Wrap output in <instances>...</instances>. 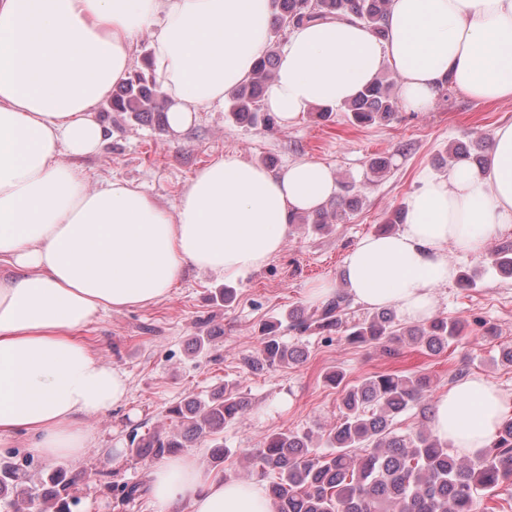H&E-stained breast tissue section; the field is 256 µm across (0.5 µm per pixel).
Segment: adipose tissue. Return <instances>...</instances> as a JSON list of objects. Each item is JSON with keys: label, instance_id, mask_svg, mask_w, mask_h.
Masks as SVG:
<instances>
[{"label": "adipose tissue", "instance_id": "1", "mask_svg": "<svg viewBox=\"0 0 512 512\" xmlns=\"http://www.w3.org/2000/svg\"><path fill=\"white\" fill-rule=\"evenodd\" d=\"M272 0H0V441L28 436L45 459L79 460L90 419L122 404L127 375L77 332L113 310L166 298L192 266L231 279L281 252L293 214L337 191L324 163L279 173L223 155L200 169L173 212L138 186L90 188L61 156L98 151L94 111L151 38L170 131L223 106L264 52ZM387 36L355 20L291 28L266 107L285 123L343 105L383 69L404 108L423 111L442 81L481 104L512 102V0H390ZM512 231V123L498 126L485 169L424 175L394 233L363 237L342 280L369 308L431 318L435 290L457 270L448 247L476 257ZM505 411L475 376L434 401L432 432L449 447H487ZM156 512H273L262 484L224 480L197 458L162 459L149 474Z\"/></svg>", "mask_w": 512, "mask_h": 512}]
</instances>
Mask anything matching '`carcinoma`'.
<instances>
[{
	"label": "carcinoma",
	"instance_id": "cac0c4a2",
	"mask_svg": "<svg viewBox=\"0 0 512 512\" xmlns=\"http://www.w3.org/2000/svg\"><path fill=\"white\" fill-rule=\"evenodd\" d=\"M269 46L256 62L249 79L225 102L226 111L239 124L272 128L275 115L265 112L262 101L273 83L279 64L280 32L304 21L351 18L368 27L376 36H385L384 21L390 0H273ZM145 70L130 73L112 89L111 107L136 120L164 118L166 99L155 76L150 73V57ZM358 124L391 120L398 108L393 82L386 76L362 88L344 105ZM489 142L477 137L448 148L442 163L482 164ZM355 200L339 197L321 210L295 215L294 224H311L324 231L349 218ZM498 272L512 277V241L504 240L491 253ZM351 299L345 292L321 302L309 314L296 309L289 314L292 327L343 332L353 344L370 345L387 354L396 346L412 343L428 355H437L463 332L459 320L433 318L404 328L398 326L389 309L377 310L363 320L347 324L343 320ZM275 325L266 326L267 336L256 357L245 364L253 371L295 364L302 352L284 344L274 334ZM430 380L424 374L403 375L385 372L371 375L347 389L339 422L327 432L314 435L288 430L270 434L259 447L244 454L252 476L275 479L268 486L274 512H476L479 494L512 478V417L499 425L491 444L473 457H462L422 428L399 435L393 421L410 405L424 401ZM249 408L246 398L227 386L205 398L190 397L166 410V418L179 431L158 429L132 437L129 453L144 459L173 454L188 441H210V465L221 469L228 449L216 439L224 427L236 422ZM327 451H320V447ZM78 477L64 469L48 479L26 484L19 467L0 465V502L13 512H72Z\"/></svg>",
	"mask_w": 512,
	"mask_h": 512
}]
</instances>
